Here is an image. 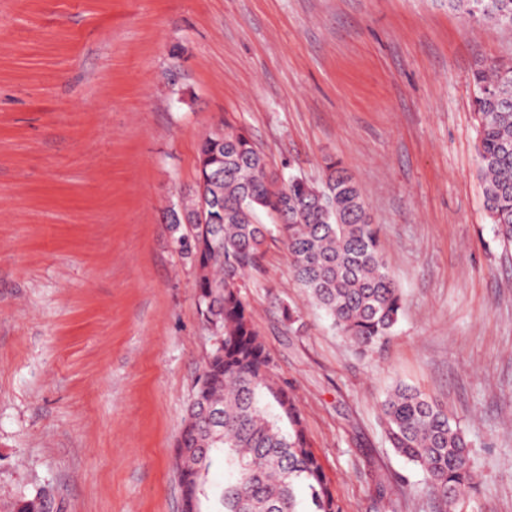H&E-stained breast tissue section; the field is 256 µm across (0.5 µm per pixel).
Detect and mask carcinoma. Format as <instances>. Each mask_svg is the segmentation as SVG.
I'll return each instance as SVG.
<instances>
[{
    "instance_id": "cac0c4a2",
    "label": "carcinoma",
    "mask_w": 512,
    "mask_h": 512,
    "mask_svg": "<svg viewBox=\"0 0 512 512\" xmlns=\"http://www.w3.org/2000/svg\"><path fill=\"white\" fill-rule=\"evenodd\" d=\"M471 22L512 20V0H448ZM475 150L483 207L495 235L512 246V62L491 60L472 74ZM197 179L183 206L167 212L176 250L198 271L195 299L202 321L223 330L203 362L193 394L215 412L210 424L183 435L185 448H205L180 471L200 512H341L331 483L307 437L298 402L281 385L256 327L247 297L271 242L281 243L293 277L354 350L365 355L391 335L402 294L388 271L379 225L364 196L338 163L325 165L314 185L288 178L279 191L249 133L230 123L206 135ZM220 206L212 223L196 224L201 198ZM277 215L263 224L258 213ZM391 448L422 473L425 487L445 506L476 488L471 441L448 410L418 389L398 384L380 405ZM222 476L217 481L216 476ZM36 496L14 512H49Z\"/></svg>"
}]
</instances>
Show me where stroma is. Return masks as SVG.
<instances>
[{
  "mask_svg": "<svg viewBox=\"0 0 512 512\" xmlns=\"http://www.w3.org/2000/svg\"><path fill=\"white\" fill-rule=\"evenodd\" d=\"M492 59L512 28L447 0H0V512H179L174 446L212 337L164 212L220 119L283 176L339 161L402 292L363 358L281 244L249 290L342 512H434L380 421L399 383L468 432L479 486L457 512H512V248L472 108Z\"/></svg>",
  "mask_w": 512,
  "mask_h": 512,
  "instance_id": "35a3bbf8",
  "label": "stroma"
}]
</instances>
